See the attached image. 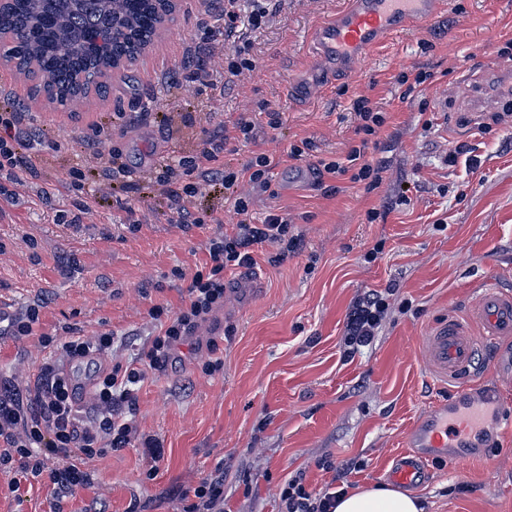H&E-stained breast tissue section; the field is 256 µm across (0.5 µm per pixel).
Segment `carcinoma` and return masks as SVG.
Segmentation results:
<instances>
[{"label":"carcinoma","mask_w":512,"mask_h":512,"mask_svg":"<svg viewBox=\"0 0 512 512\" xmlns=\"http://www.w3.org/2000/svg\"><path fill=\"white\" fill-rule=\"evenodd\" d=\"M155 11L148 0H14L0 19V55L32 68L33 94L108 93L101 62L135 59L152 43Z\"/></svg>","instance_id":"obj_1"}]
</instances>
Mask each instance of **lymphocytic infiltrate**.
Instances as JSON below:
<instances>
[{
  "label": "lymphocytic infiltrate",
  "instance_id": "lymphocytic-infiltrate-1",
  "mask_svg": "<svg viewBox=\"0 0 512 512\" xmlns=\"http://www.w3.org/2000/svg\"><path fill=\"white\" fill-rule=\"evenodd\" d=\"M279 0H224V30L204 48L207 57L224 62V79L232 81L243 71L253 69L249 43L240 39L242 30L265 26L276 12ZM23 113L0 114V170L23 169L22 152L29 142L21 131ZM229 139L226 129H218L203 140L195 156L165 164L150 174L149 181L165 196L174 224L203 226L202 218L193 216L191 199L199 183L221 181L226 194L233 197L236 222L231 231L209 238L206 250L210 266L196 271L178 307L152 305L147 316L153 328L143 357L115 363L111 371L100 372L86 409H79L73 399V385L64 375L65 363L91 354L111 356L114 338L111 332L95 335H35L40 308L33 305L11 316L4 331L15 339L37 336L42 347L54 350L53 360L43 362L33 376L10 379L0 390V467L12 465L16 476L9 487L18 491L21 480L47 477L56 499L75 496L87 483L86 466L96 458L126 448L138 433L136 395L149 370L167 363L178 347L207 323L224 305L226 271L256 265V246L277 247L279 253L295 251L301 237L291 229L286 216L270 213L261 223H254L251 201L237 195L240 180L265 186L272 162L261 154L242 169L210 168V161L223 152ZM324 173L349 177L351 182H367L376 188L381 181V167L364 162L361 149H352L344 160L324 163ZM388 312L383 294L372 293L358 301L343 338L346 354L371 344L375 332ZM335 486L321 491L308 490L303 475L285 481L279 493L281 512H332L336 504ZM179 512H224L223 476L201 479L183 492Z\"/></svg>",
  "mask_w": 512,
  "mask_h": 512
}]
</instances>
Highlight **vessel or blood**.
Here are the masks:
<instances>
[{"label":"vessel or blood","instance_id":"obj_1","mask_svg":"<svg viewBox=\"0 0 512 512\" xmlns=\"http://www.w3.org/2000/svg\"><path fill=\"white\" fill-rule=\"evenodd\" d=\"M440 7V0H351L349 8L317 29L316 55L333 57L338 69H352L385 39L425 24ZM510 340L512 291L493 279L475 291L467 319L451 316L433 326L424 339L427 368L435 379L452 383V396L410 429L407 450L389 472L391 480L420 484L432 455L484 460L485 437L512 433V415L488 410L474 386L491 364V351Z\"/></svg>","mask_w":512,"mask_h":512}]
</instances>
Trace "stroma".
Returning <instances> with one entry per match:
<instances>
[{"label": "stroma", "mask_w": 512, "mask_h": 512, "mask_svg": "<svg viewBox=\"0 0 512 512\" xmlns=\"http://www.w3.org/2000/svg\"><path fill=\"white\" fill-rule=\"evenodd\" d=\"M446 2L431 23L348 75L330 58L307 63L311 29L345 0H282L263 29L246 34L255 70L226 85L193 82L199 59L185 53L218 29L221 0H178L162 37L113 74L105 99L57 107L31 95L28 79L0 70V113H24L33 137L24 183L0 172V297L15 314L42 307L35 337L0 340V382L36 369L50 355L37 335L64 325L79 336L113 332L123 358L141 352L148 308L179 306L208 259V238L234 220L223 194L204 185L192 200L203 226L171 223L146 178L160 163L195 155L217 126L230 136L217 167L239 168L261 153L275 161L266 186L237 187L254 220L286 215L303 239L277 265L269 262L276 248H257L259 283L231 280L209 323L221 369L203 373L195 355L211 340L203 333L150 372L136 393L140 440L96 458L89 485L64 499L62 512H178L182 491L218 468L224 512H280L279 489L299 472L311 491L339 468L349 490L386 484L408 429L452 392L428 374V331L467 316L485 280L512 290V118L485 125L467 97L489 68L508 63L512 0ZM420 71L429 80L404 96L398 76ZM291 80L302 93L331 88L303 106L286 95ZM360 96L387 117L367 143L353 110ZM243 115L256 125L253 140L234 127ZM461 143L471 152L455 154ZM294 145L301 160L285 162ZM360 145L383 169L378 188L321 173L320 160ZM97 148L119 151L132 186L99 183ZM77 166L86 174L79 190L68 175ZM83 203L90 212L81 223H60ZM372 292L388 293V315L370 346L345 356L349 313ZM146 437L163 453L151 478ZM488 454L486 463L427 460L414 490L427 512H512V436L491 441ZM324 458L335 470L320 468ZM11 478L0 470V512H50L47 479L13 493Z\"/></svg>", "instance_id": "obj_1"}]
</instances>
